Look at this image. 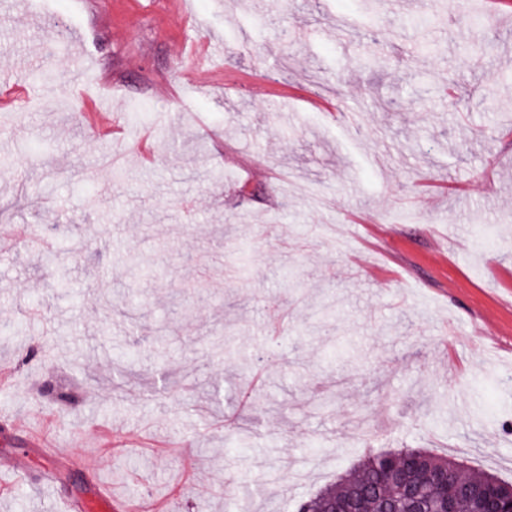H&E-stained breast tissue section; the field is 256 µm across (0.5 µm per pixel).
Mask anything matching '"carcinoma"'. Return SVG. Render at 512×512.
Listing matches in <instances>:
<instances>
[{"mask_svg":"<svg viewBox=\"0 0 512 512\" xmlns=\"http://www.w3.org/2000/svg\"><path fill=\"white\" fill-rule=\"evenodd\" d=\"M445 470L457 476L458 512H483L486 505L475 490L495 475L422 448L368 451L351 471L299 502L295 512H447L443 491L433 480Z\"/></svg>","mask_w":512,"mask_h":512,"instance_id":"1","label":"carcinoma"}]
</instances>
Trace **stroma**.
Returning <instances> with one entry per match:
<instances>
[{
	"instance_id": "1",
	"label": "stroma",
	"mask_w": 512,
	"mask_h": 512,
	"mask_svg": "<svg viewBox=\"0 0 512 512\" xmlns=\"http://www.w3.org/2000/svg\"><path fill=\"white\" fill-rule=\"evenodd\" d=\"M494 9L0 0V222L23 230L0 242V512L101 485L132 512H293L405 446L512 483ZM192 43L217 54L184 75ZM43 440L53 486L12 489Z\"/></svg>"
}]
</instances>
